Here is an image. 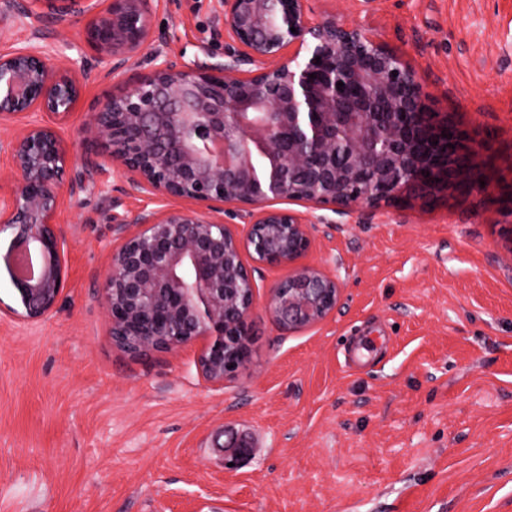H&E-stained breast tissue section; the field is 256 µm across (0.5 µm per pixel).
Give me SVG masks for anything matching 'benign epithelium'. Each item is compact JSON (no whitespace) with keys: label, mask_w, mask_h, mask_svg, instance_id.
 <instances>
[{"label":"benign epithelium","mask_w":512,"mask_h":512,"mask_svg":"<svg viewBox=\"0 0 512 512\" xmlns=\"http://www.w3.org/2000/svg\"><path fill=\"white\" fill-rule=\"evenodd\" d=\"M161 2L3 0L6 16L38 22L0 52V125L12 126L0 138L10 160L0 235L21 306L7 312L27 322L53 312L66 283L58 212L86 189L65 172L115 165L158 207L116 223L124 241L102 289L112 342L133 356L198 343L203 378L222 387L251 361L263 269L294 268L266 302L281 330L311 328L336 309L337 278L300 264L325 219L288 205L348 215L408 193H480L481 149L432 108L402 55L336 13L313 19L307 0H220L224 52L200 45L187 60L153 28ZM80 21L85 48L72 58L58 38ZM122 75L123 88L104 93L83 125L81 151L67 147L60 128L82 91ZM225 447L226 464L247 451L234 437Z\"/></svg>","instance_id":"7a95c632"}]
</instances>
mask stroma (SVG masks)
I'll list each match as a JSON object with an SVG mask.
<instances>
[{
  "instance_id": "1",
  "label": "stroma",
  "mask_w": 512,
  "mask_h": 512,
  "mask_svg": "<svg viewBox=\"0 0 512 512\" xmlns=\"http://www.w3.org/2000/svg\"><path fill=\"white\" fill-rule=\"evenodd\" d=\"M368 26L431 106L482 144L487 189L326 212L305 261L335 275L333 314L286 334L266 310L252 357L216 387L197 348L133 356L102 302L118 191L65 201L67 286L37 323L0 315V512H512V0H307ZM219 0H163L171 52L214 37ZM249 457L224 469V442Z\"/></svg>"
}]
</instances>
